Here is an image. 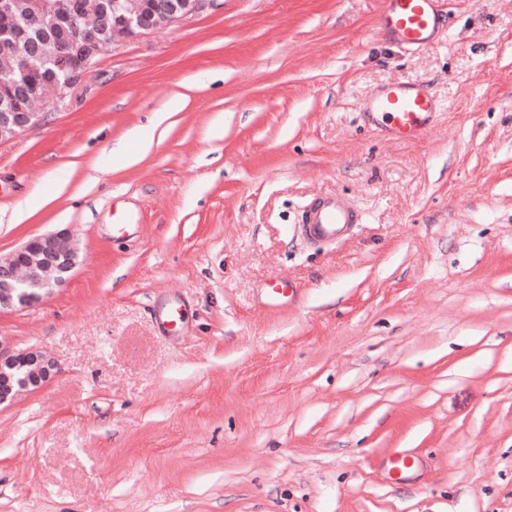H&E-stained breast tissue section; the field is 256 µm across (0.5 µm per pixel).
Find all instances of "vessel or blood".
I'll return each mask as SVG.
<instances>
[{"label": "vessel or blood", "mask_w": 512, "mask_h": 512, "mask_svg": "<svg viewBox=\"0 0 512 512\" xmlns=\"http://www.w3.org/2000/svg\"><path fill=\"white\" fill-rule=\"evenodd\" d=\"M446 14L440 0H384L380 27L406 48L429 43L443 27ZM371 123L394 141H415L429 130L438 102L420 83L391 82L381 86L365 102ZM359 214L340 197L316 198L295 230L312 243H333L359 223ZM295 286L275 278L265 290L269 306L286 303Z\"/></svg>", "instance_id": "obj_1"}]
</instances>
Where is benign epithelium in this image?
<instances>
[{
    "mask_svg": "<svg viewBox=\"0 0 512 512\" xmlns=\"http://www.w3.org/2000/svg\"><path fill=\"white\" fill-rule=\"evenodd\" d=\"M91 0H30L25 23L15 24V0H0V35L28 60L12 68V78L0 93V141L9 140L39 121L33 103H47V93L61 95L91 67L100 48L77 29ZM215 0H112V41H130L213 8ZM57 27L47 36L61 46L40 52L28 31ZM77 249L68 232L40 235L8 255H0V281L17 284L19 273H40L49 288L62 285L76 266ZM43 295L0 290V313L41 303ZM55 363L38 350H15L0 338V404L24 392L38 391L56 375Z\"/></svg>",
    "mask_w": 512,
    "mask_h": 512,
    "instance_id": "obj_1",
    "label": "benign epithelium"
}]
</instances>
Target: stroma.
Here are the masks:
<instances>
[{
  "mask_svg": "<svg viewBox=\"0 0 512 512\" xmlns=\"http://www.w3.org/2000/svg\"><path fill=\"white\" fill-rule=\"evenodd\" d=\"M383 6L216 0L102 50L0 142V254L60 229L80 248L0 314L57 368L0 405V512H512V0H444L414 50ZM387 82L436 96L421 139L365 119ZM133 129L156 143L117 167ZM336 194L347 239L289 232ZM276 277L299 291L272 308ZM400 451L419 465L395 480Z\"/></svg>",
  "mask_w": 512,
  "mask_h": 512,
  "instance_id": "obj_1",
  "label": "stroma"
}]
</instances>
